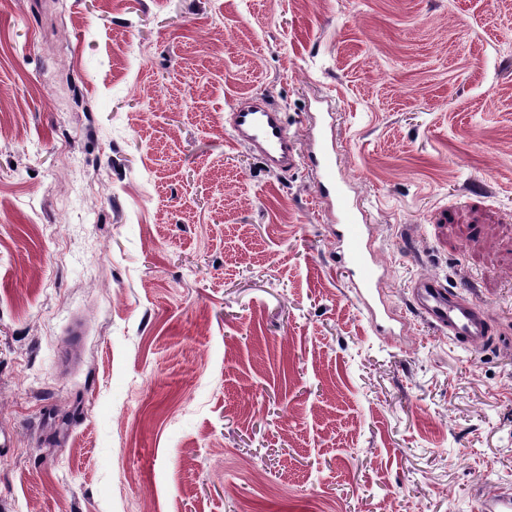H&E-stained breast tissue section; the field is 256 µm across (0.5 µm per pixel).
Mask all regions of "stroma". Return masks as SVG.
<instances>
[{"mask_svg":"<svg viewBox=\"0 0 512 512\" xmlns=\"http://www.w3.org/2000/svg\"><path fill=\"white\" fill-rule=\"evenodd\" d=\"M279 105L268 171L231 106ZM334 117L401 328L305 160ZM471 291L492 344L415 315ZM0 512H474L512 489V0H0ZM228 131L236 143L246 144L269 170L288 173L297 165L295 143L283 112L263 96L235 104ZM406 288L413 310L448 335V342L470 346L488 342L491 316L487 305L461 289L426 277L411 279Z\"/></svg>","mask_w":512,"mask_h":512,"instance_id":"1","label":"stroma"}]
</instances>
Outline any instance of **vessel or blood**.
<instances>
[{"mask_svg":"<svg viewBox=\"0 0 512 512\" xmlns=\"http://www.w3.org/2000/svg\"><path fill=\"white\" fill-rule=\"evenodd\" d=\"M228 130L233 141L248 145L268 169L285 173L296 167L298 155L288 125L280 109L267 98L255 96L235 104ZM308 141V159L318 174L317 196L340 220L337 238L354 279L356 299L371 320L384 319L376 292L385 269L372 247L366 212L351 195V182L342 173L326 127L312 128ZM407 288L413 310L447 335L449 342L471 346L488 342L491 316L487 305L426 277L411 279Z\"/></svg>","mask_w":512,"mask_h":512,"instance_id":"obj_1","label":"vessel or blood"}]
</instances>
